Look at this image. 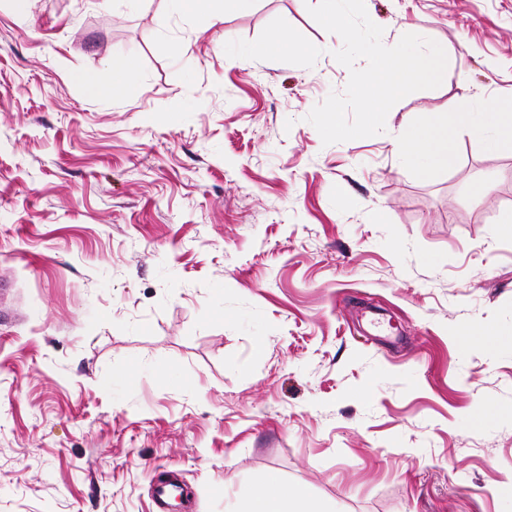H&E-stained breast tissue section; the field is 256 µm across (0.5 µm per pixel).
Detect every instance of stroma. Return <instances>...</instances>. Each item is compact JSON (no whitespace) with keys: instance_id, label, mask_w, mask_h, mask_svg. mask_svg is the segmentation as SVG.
I'll use <instances>...</instances> for the list:
<instances>
[{"instance_id":"1","label":"stroma","mask_w":512,"mask_h":512,"mask_svg":"<svg viewBox=\"0 0 512 512\" xmlns=\"http://www.w3.org/2000/svg\"><path fill=\"white\" fill-rule=\"evenodd\" d=\"M317 2L0 0V512H153L170 470L189 512L270 472L336 512H512V345L456 336L512 335V152L462 132L423 178L399 146L512 87V0H365L448 74L327 146L306 116L349 71ZM276 30L298 51L247 54ZM115 56L129 99L87 98ZM243 0H168L172 10L185 16H203L223 21L224 15L236 11ZM458 336H462L460 338L459 344L462 349L469 348L471 344L470 336H480L479 341L480 345L486 352H494L496 351L503 343L511 342L512 336H502L497 331L494 330H485L482 331L478 335H474L473 331L469 328L461 329L458 333Z\"/></svg>"}]
</instances>
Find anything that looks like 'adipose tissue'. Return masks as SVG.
Returning a JSON list of instances; mask_svg holds the SVG:
<instances>
[{
    "instance_id": "1",
    "label": "adipose tissue",
    "mask_w": 512,
    "mask_h": 512,
    "mask_svg": "<svg viewBox=\"0 0 512 512\" xmlns=\"http://www.w3.org/2000/svg\"><path fill=\"white\" fill-rule=\"evenodd\" d=\"M73 81L92 99H125L133 85L134 67L124 57L113 58L109 82L96 73L77 71ZM471 131L481 136L488 148H512V88L502 91L488 112L460 111L443 116L426 112L401 131L407 159L420 176H428L433 168H449L457 160V137ZM241 512H331L327 502L312 498L301 484L287 483L271 475L265 479L262 492L250 498Z\"/></svg>"
}]
</instances>
